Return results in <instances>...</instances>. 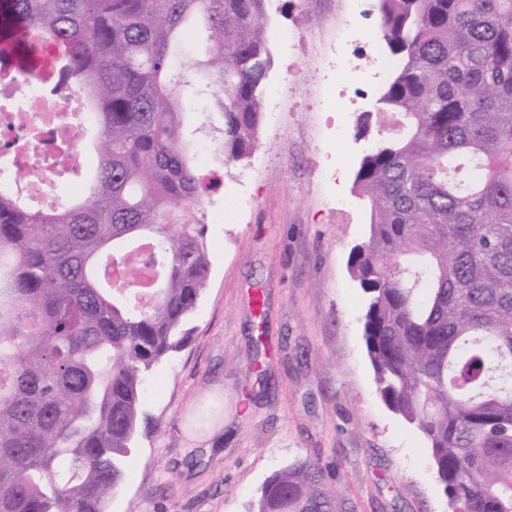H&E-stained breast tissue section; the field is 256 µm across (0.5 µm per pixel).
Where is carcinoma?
I'll return each mask as SVG.
<instances>
[{"label":"carcinoma","mask_w":512,"mask_h":512,"mask_svg":"<svg viewBox=\"0 0 512 512\" xmlns=\"http://www.w3.org/2000/svg\"><path fill=\"white\" fill-rule=\"evenodd\" d=\"M264 0H0V63L62 48L94 113L87 193L48 211L0 184V512H106L149 374L189 341L211 188L185 110L208 89L214 155L251 157L271 67ZM398 119L362 158L370 235L349 255L385 405L426 437L454 512H512V0H377ZM191 30L205 56L176 63ZM249 512H342L320 463Z\"/></svg>","instance_id":"1"}]
</instances>
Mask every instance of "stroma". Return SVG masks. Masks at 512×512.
Wrapping results in <instances>:
<instances>
[{"label":"stroma","instance_id":"stroma-1","mask_svg":"<svg viewBox=\"0 0 512 512\" xmlns=\"http://www.w3.org/2000/svg\"><path fill=\"white\" fill-rule=\"evenodd\" d=\"M350 0H279L266 25L292 33L271 49L269 78L282 86L277 125L262 123L256 156L231 169L208 155L203 173L211 272L189 342L148 380L138 450L107 512H246L273 472L319 461L346 512H452L428 442L381 400L363 338L367 296L350 276L351 250L369 237V212L354 192L363 155L386 119L380 88L363 105L366 134L350 119L347 163L335 180L320 162L334 145L319 110L327 87L355 90L331 51ZM254 199L224 222L239 184ZM350 209L334 210L333 198ZM265 300L267 352H258L251 298ZM224 393V430L209 446L189 441L183 414L213 388Z\"/></svg>","mask_w":512,"mask_h":512}]
</instances>
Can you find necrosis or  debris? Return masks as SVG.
I'll return each mask as SVG.
<instances>
[{"label":"necrosis or debris","mask_w":512,"mask_h":512,"mask_svg":"<svg viewBox=\"0 0 512 512\" xmlns=\"http://www.w3.org/2000/svg\"><path fill=\"white\" fill-rule=\"evenodd\" d=\"M20 90L41 102L36 112L0 111V169L22 168L31 178L18 191L26 201L47 209L54 208L57 196L54 185L61 170L78 172L85 154L80 136L92 121L80 93L46 95L41 69H19L11 82L0 81V100L11 90ZM67 158V168L56 161Z\"/></svg>","instance_id":"necrosis-or-debris-1"}]
</instances>
